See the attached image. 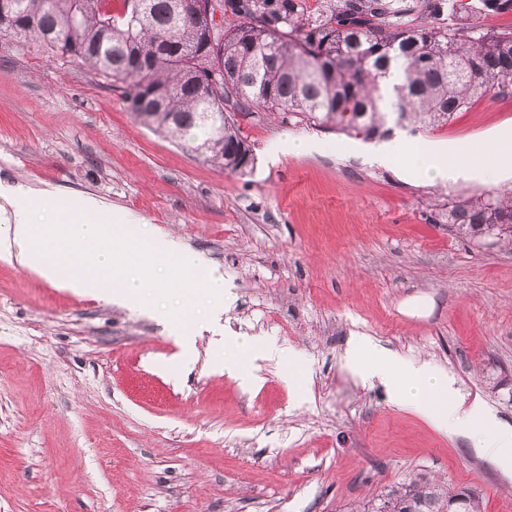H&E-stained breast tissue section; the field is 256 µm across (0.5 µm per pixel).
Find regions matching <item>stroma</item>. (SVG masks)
Returning <instances> with one entry per match:
<instances>
[{
	"instance_id": "stroma-1",
	"label": "stroma",
	"mask_w": 512,
	"mask_h": 512,
	"mask_svg": "<svg viewBox=\"0 0 512 512\" xmlns=\"http://www.w3.org/2000/svg\"><path fill=\"white\" fill-rule=\"evenodd\" d=\"M251 172L198 161L138 124L122 92L39 42L0 37V184L69 192L131 244L172 237L224 277L162 298L185 335L135 309L0 260V512H349L425 473L512 512V473L405 410L348 360L364 337L452 376L512 424V249L430 220L449 197L512 186V167L427 184L370 143L263 115L240 120ZM512 132V97L482 99L418 140ZM308 137L303 154L270 144ZM222 309L213 321L214 309ZM251 341L238 372L224 339ZM274 346L295 363L269 360Z\"/></svg>"
}]
</instances>
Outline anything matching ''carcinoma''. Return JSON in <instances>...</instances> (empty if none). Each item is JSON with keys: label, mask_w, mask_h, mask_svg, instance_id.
Here are the masks:
<instances>
[{"label": "carcinoma", "mask_w": 512, "mask_h": 512, "mask_svg": "<svg viewBox=\"0 0 512 512\" xmlns=\"http://www.w3.org/2000/svg\"><path fill=\"white\" fill-rule=\"evenodd\" d=\"M9 0L0 35L34 37L123 87L144 126L202 162L244 172L254 158L238 117L332 126L364 140L438 127L480 98L512 95V28L443 24L464 0H222L218 26L183 0ZM448 224L479 245L512 247V188L457 195ZM480 512L471 488L417 475L354 512Z\"/></svg>", "instance_id": "carcinoma-1"}]
</instances>
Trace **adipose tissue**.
<instances>
[{"label":"adipose tissue","instance_id":"1","mask_svg":"<svg viewBox=\"0 0 512 512\" xmlns=\"http://www.w3.org/2000/svg\"><path fill=\"white\" fill-rule=\"evenodd\" d=\"M409 151L413 170L420 178L445 183L459 175V164L469 154L466 146L449 152L439 142H414L403 147L399 140L384 144L381 160L390 161ZM36 205L28 189L10 188L0 194V258L17 260L44 280L64 282L66 287L98 294L110 304L136 306L152 281L135 273L133 250L119 231L128 218L113 216L111 225L100 221L101 205L90 196L71 197L67 215L59 216L56 232L43 231L33 220ZM149 259L168 264L173 275L167 285L179 287L183 277L196 265L192 254L173 238L154 236L142 244ZM68 268L67 280H60V268ZM363 378L397 383L399 404L426 420L444 435H463L485 449L501 470L512 471V425L502 423L486 407L464 406L457 398L454 379L426 362H404L380 352Z\"/></svg>","mask_w":512,"mask_h":512}]
</instances>
